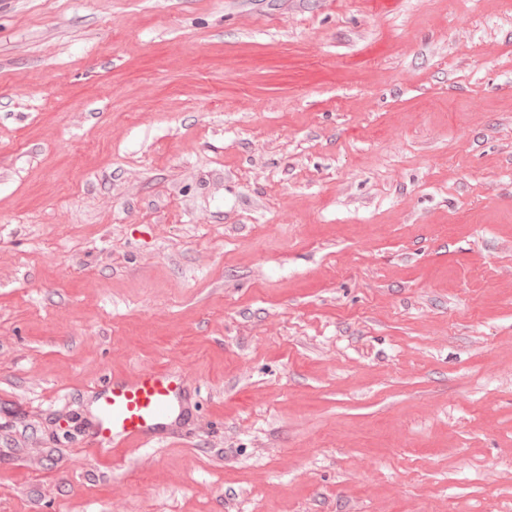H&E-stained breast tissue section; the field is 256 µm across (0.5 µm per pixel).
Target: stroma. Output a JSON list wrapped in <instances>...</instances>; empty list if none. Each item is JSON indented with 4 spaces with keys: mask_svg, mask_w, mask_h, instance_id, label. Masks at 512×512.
I'll use <instances>...</instances> for the list:
<instances>
[{
    "mask_svg": "<svg viewBox=\"0 0 512 512\" xmlns=\"http://www.w3.org/2000/svg\"><path fill=\"white\" fill-rule=\"evenodd\" d=\"M0 512H512V0H0ZM189 380L183 372L141 369L107 377L95 393L88 444L96 454L152 448L188 418Z\"/></svg>",
    "mask_w": 512,
    "mask_h": 512,
    "instance_id": "stroma-1",
    "label": "stroma"
}]
</instances>
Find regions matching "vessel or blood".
I'll return each mask as SVG.
<instances>
[{
	"instance_id": "1",
	"label": "vessel or blood",
	"mask_w": 512,
	"mask_h": 512,
	"mask_svg": "<svg viewBox=\"0 0 512 512\" xmlns=\"http://www.w3.org/2000/svg\"><path fill=\"white\" fill-rule=\"evenodd\" d=\"M188 385L186 374L172 370L107 377L93 399L89 446L114 456L165 441L189 416Z\"/></svg>"
}]
</instances>
